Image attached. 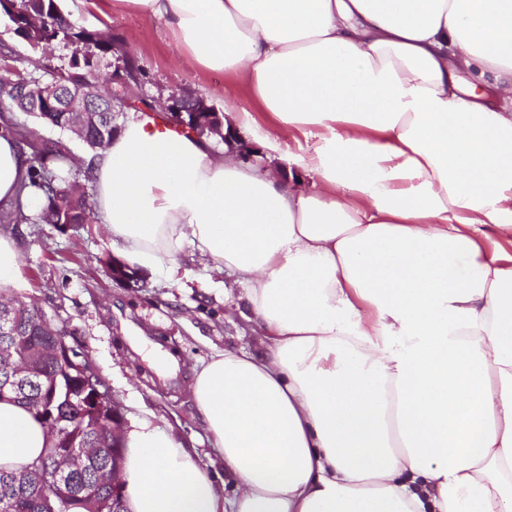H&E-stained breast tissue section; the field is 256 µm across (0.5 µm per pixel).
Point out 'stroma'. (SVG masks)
Wrapping results in <instances>:
<instances>
[{
    "label": "stroma",
    "instance_id": "1",
    "mask_svg": "<svg viewBox=\"0 0 512 512\" xmlns=\"http://www.w3.org/2000/svg\"><path fill=\"white\" fill-rule=\"evenodd\" d=\"M104 30L142 59L148 97L186 90L219 111L228 96L257 111L237 80L200 71L184 58L161 23L121 11L110 13ZM11 236L21 276L6 296L38 302L53 326L67 329L68 344L92 363L124 414L148 411L159 424L174 426L197 461L224 484L225 495L233 496L235 480L207 439L189 387L213 349L255 345L234 303L241 294L235 275L187 248L178 279L147 272L143 287L131 288L106 273V261L119 252L100 222L22 224Z\"/></svg>",
    "mask_w": 512,
    "mask_h": 512
}]
</instances>
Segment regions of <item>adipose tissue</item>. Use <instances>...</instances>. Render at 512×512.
<instances>
[{"mask_svg":"<svg viewBox=\"0 0 512 512\" xmlns=\"http://www.w3.org/2000/svg\"><path fill=\"white\" fill-rule=\"evenodd\" d=\"M97 4L163 24L276 128L225 101L218 152L140 113L84 158L125 262L172 275L188 246L220 262L259 346L213 351L192 386L237 494L146 416L125 438L127 512H512V253L489 246L512 244V0H68L64 15ZM28 167L0 127V204L33 214ZM51 444L0 397V470Z\"/></svg>","mask_w":512,"mask_h":512,"instance_id":"1","label":"adipose tissue"}]
</instances>
